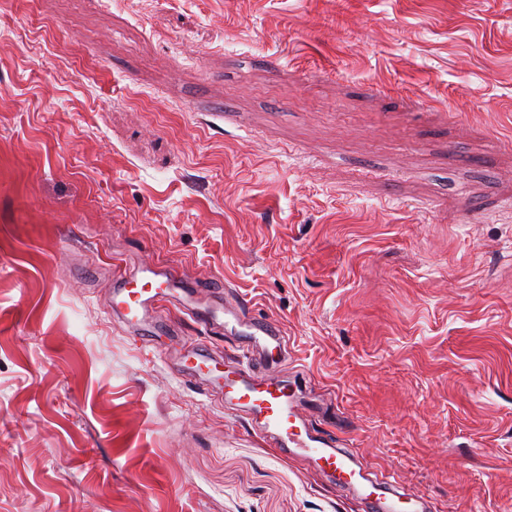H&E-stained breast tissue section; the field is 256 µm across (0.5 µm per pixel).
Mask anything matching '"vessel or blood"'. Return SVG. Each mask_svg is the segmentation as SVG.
<instances>
[{"label":"vessel or blood","instance_id":"1","mask_svg":"<svg viewBox=\"0 0 512 512\" xmlns=\"http://www.w3.org/2000/svg\"><path fill=\"white\" fill-rule=\"evenodd\" d=\"M199 293V286L187 284L172 269L134 266L114 280L111 310L139 337L161 319L166 302L181 306L196 323L210 330L223 329V316H231L244 329L241 353L225 357L220 374L215 375L195 364L196 353L188 347L180 357V369L202 374L223 392L225 402L246 409L258 424L262 439L280 454L301 456L334 475L339 487L357 490L370 512H416L412 501L400 494L383 502L377 486L353 467L351 454L337 448L330 434L316 429L299 411L293 388L272 369L288 354L281 326L267 318H253L245 298H238L235 307L228 309L220 293L214 291L201 307L197 304Z\"/></svg>","mask_w":512,"mask_h":512}]
</instances>
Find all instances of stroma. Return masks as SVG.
<instances>
[{
  "mask_svg": "<svg viewBox=\"0 0 512 512\" xmlns=\"http://www.w3.org/2000/svg\"><path fill=\"white\" fill-rule=\"evenodd\" d=\"M279 321L315 422L425 512H512V0H0V512H367L112 279Z\"/></svg>",
  "mask_w": 512,
  "mask_h": 512,
  "instance_id": "1",
  "label": "stroma"
}]
</instances>
